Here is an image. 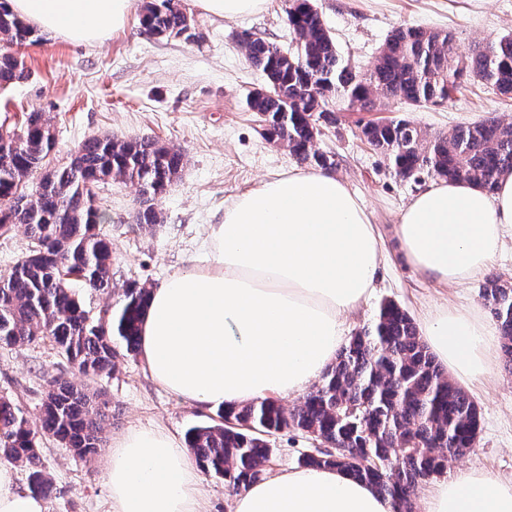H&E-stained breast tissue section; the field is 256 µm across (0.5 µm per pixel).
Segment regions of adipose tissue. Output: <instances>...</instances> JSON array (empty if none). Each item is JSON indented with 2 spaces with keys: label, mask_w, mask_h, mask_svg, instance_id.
Returning <instances> with one entry per match:
<instances>
[{
  "label": "adipose tissue",
  "mask_w": 512,
  "mask_h": 512,
  "mask_svg": "<svg viewBox=\"0 0 512 512\" xmlns=\"http://www.w3.org/2000/svg\"><path fill=\"white\" fill-rule=\"evenodd\" d=\"M51 38L95 44L124 28L133 0H5ZM409 263L463 286L512 239V174L494 192L441 180L413 195L396 226ZM202 266L151 289L140 351L152 380L187 404L234 407L299 394L333 363L349 314L373 292L382 262L376 227L347 184L324 170L288 169L235 196L210 225ZM421 334L461 387L488 377L496 332L480 310L445 306ZM112 512H205L203 480L183 437L133 430L107 452ZM0 512H46L0 461ZM231 512H391L346 471L293 467L242 487ZM422 512H512V480L456 469L434 481Z\"/></svg>",
  "instance_id": "ef3b65f1"
}]
</instances>
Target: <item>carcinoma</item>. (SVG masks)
Returning a JSON list of instances; mask_svg holds the SVG:
<instances>
[{
  "mask_svg": "<svg viewBox=\"0 0 512 512\" xmlns=\"http://www.w3.org/2000/svg\"><path fill=\"white\" fill-rule=\"evenodd\" d=\"M185 19L179 0L143 5L142 26L157 36H178L186 29ZM286 20L298 37L288 54L262 37L243 39L250 63L267 79V87L251 91L246 102L263 117L270 140L320 168L335 166L334 158L313 149L321 123H336L335 112L325 109L330 98L346 101L353 111L371 112L389 98L416 107L439 103L471 82L512 95V34L459 55L448 31L399 27L363 76L341 58L313 0H292ZM34 35L0 6V90L27 79L24 62L11 46L31 43ZM49 128L42 113L27 114L19 143L7 149V166L0 168V226L22 224L36 243L0 277V345L48 337L81 374L100 375L117 358L113 337L127 353L138 351L148 291L126 289L120 310L104 319L90 315L63 279L81 272L84 285L94 291L112 281V244L99 231L103 216L85 186L107 180L137 184L136 223L159 224L153 201L174 185L184 155L145 137L93 136L25 193L23 206L15 207L11 197L26 187L54 148ZM361 134L403 178L426 171L492 192L497 176L512 173V122L497 116L431 138L407 119L368 122ZM481 297L499 327L512 374V284L488 279ZM221 413L235 425L194 426L186 441L198 465L224 476L229 488L237 491L260 479L271 459L270 437L292 428L331 444L302 455L300 466L343 469L389 500L393 512H415L419 486L470 450L480 429L475 402L448 378L409 314L393 301L381 305L375 323L352 337L295 407L286 410L268 399ZM110 418L112 406L102 394L68 381L49 386L37 429L20 406L1 396L0 457L31 470L32 490L44 494L49 483L38 469V435L53 437L90 461L101 452L103 424Z\"/></svg>",
  "mask_w": 512,
  "mask_h": 512,
  "instance_id": "carcinoma-1",
  "label": "carcinoma"
}]
</instances>
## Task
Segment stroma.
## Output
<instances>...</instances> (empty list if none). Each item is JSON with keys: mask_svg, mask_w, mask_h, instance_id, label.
Returning <instances> with one entry per match:
<instances>
[{"mask_svg": "<svg viewBox=\"0 0 512 512\" xmlns=\"http://www.w3.org/2000/svg\"><path fill=\"white\" fill-rule=\"evenodd\" d=\"M195 38H163L143 29L140 5H133L124 29L94 45L39 35L19 54L26 80L0 91V125L20 123L42 113L52 126L55 147L45 168L65 163L84 140L148 137L183 153L186 165L172 188L155 201L160 224L134 221L138 191L128 182L107 181L96 188L95 205L104 216L101 233L112 243V284L92 292L81 281L71 287L92 314L118 309L126 288H155L171 274L198 263L199 244L209 225L219 223L224 206L260 181L299 167L287 148L268 139L261 118L246 105L250 91L264 87L241 37L253 33L280 50L294 45L286 22L289 0H269L258 14L226 20L183 0ZM338 50L359 72L370 70L392 30L401 26L453 32L454 49L468 53L512 32V0H314ZM337 121L325 125L315 150L333 156L334 171L366 206L380 236L385 262L374 293L346 320L348 335L370 326L383 302L392 301L412 319L444 304L483 306L480 281L441 286L425 278L405 258L395 226L404 204L433 177L397 176L389 160L360 138L369 121L406 118L426 136L448 134L460 125L495 114L512 120V98L481 84H467L447 102L412 107L396 99L374 112H350L329 100ZM80 381L102 392L112 405L103 434L112 441L136 429H162L185 435L197 425H215L217 410L190 406L157 386L141 355L119 352L111 373L81 377L52 339L23 346H0V396L11 398L37 421L49 384ZM481 413L474 448L453 468L490 471L512 479V374L496 366L468 389ZM267 474L297 466L316 441L288 429L272 437ZM41 470L51 484L48 512H108L105 455L85 462L50 437L40 438Z\"/></svg>", "mask_w": 512, "mask_h": 512, "instance_id": "stroma-1", "label": "stroma"}]
</instances>
